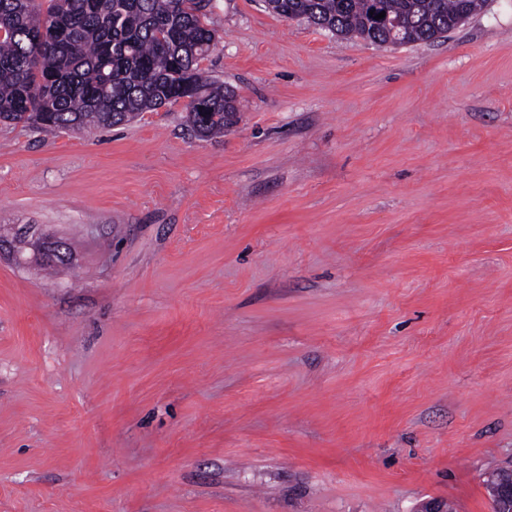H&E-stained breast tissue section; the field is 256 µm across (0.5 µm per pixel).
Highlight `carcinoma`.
Listing matches in <instances>:
<instances>
[{"mask_svg": "<svg viewBox=\"0 0 512 512\" xmlns=\"http://www.w3.org/2000/svg\"><path fill=\"white\" fill-rule=\"evenodd\" d=\"M212 0H0V123L38 131L109 128L177 102L202 137L224 133L234 94L204 75L216 47L204 23ZM279 16L304 19L348 39L383 45L434 41L485 0H264ZM386 12L378 25L370 7Z\"/></svg>", "mask_w": 512, "mask_h": 512, "instance_id": "1", "label": "carcinoma"}]
</instances>
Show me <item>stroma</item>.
<instances>
[{
	"mask_svg": "<svg viewBox=\"0 0 512 512\" xmlns=\"http://www.w3.org/2000/svg\"><path fill=\"white\" fill-rule=\"evenodd\" d=\"M184 103L0 125V512H488L512 465V0L345 39L213 0ZM17 237L18 239H22L23 241H27L29 245H31L38 255L46 254L47 249L51 248L49 251L51 255L57 254L61 257H64L65 254L62 252L64 249V244L62 241L64 239L59 237H46L41 235L38 231H35L32 227H24L17 229ZM66 257V256H65Z\"/></svg>",
	"mask_w": 512,
	"mask_h": 512,
	"instance_id": "1",
	"label": "stroma"
}]
</instances>
